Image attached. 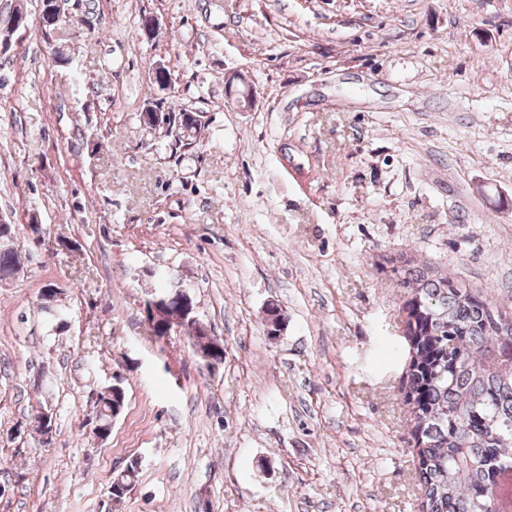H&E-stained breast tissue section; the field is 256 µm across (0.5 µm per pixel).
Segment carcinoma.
Instances as JSON below:
<instances>
[{
	"instance_id": "obj_1",
	"label": "carcinoma",
	"mask_w": 512,
	"mask_h": 512,
	"mask_svg": "<svg viewBox=\"0 0 512 512\" xmlns=\"http://www.w3.org/2000/svg\"><path fill=\"white\" fill-rule=\"evenodd\" d=\"M149 105L168 117L150 129L174 137L180 148L194 146L201 114L162 99ZM18 266L17 251L0 248V281ZM393 271L404 289L405 332L415 341L401 393L415 420L411 453L422 491L418 512H491L485 493L499 473L512 469V370L498 366L503 357L512 361V309L487 292L433 274L427 265ZM125 402L121 380L103 387L93 433L111 426L113 404ZM137 473L133 463L117 472L111 490L127 494Z\"/></svg>"
}]
</instances>
